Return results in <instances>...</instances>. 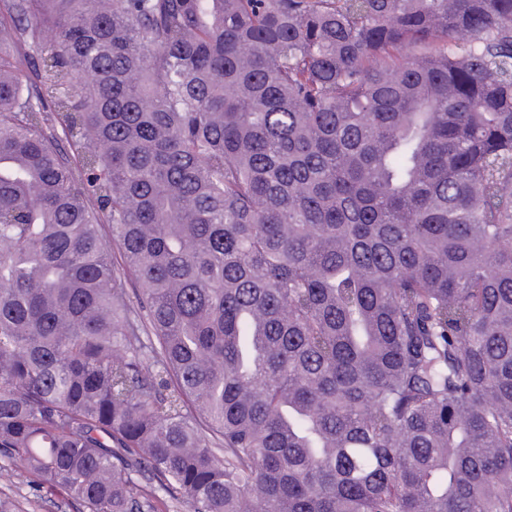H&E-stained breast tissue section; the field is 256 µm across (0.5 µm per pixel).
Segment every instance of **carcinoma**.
I'll return each mask as SVG.
<instances>
[{
	"mask_svg": "<svg viewBox=\"0 0 512 512\" xmlns=\"http://www.w3.org/2000/svg\"><path fill=\"white\" fill-rule=\"evenodd\" d=\"M0 456L512 512V0H0Z\"/></svg>",
	"mask_w": 512,
	"mask_h": 512,
	"instance_id": "cac0c4a2",
	"label": "carcinoma"
}]
</instances>
